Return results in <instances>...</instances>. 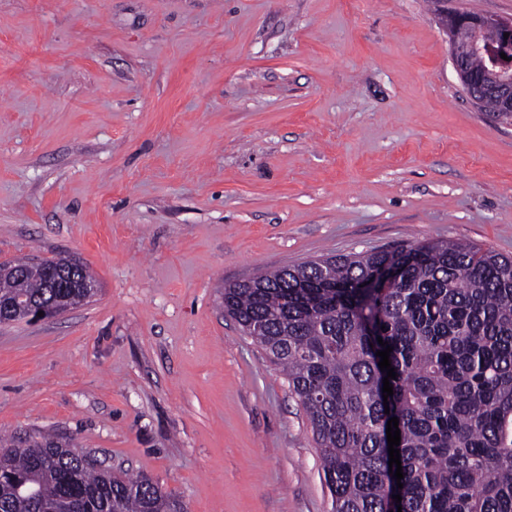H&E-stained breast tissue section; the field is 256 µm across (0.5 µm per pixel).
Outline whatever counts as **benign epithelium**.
Returning a JSON list of instances; mask_svg holds the SVG:
<instances>
[{
  "label": "benign epithelium",
  "mask_w": 512,
  "mask_h": 512,
  "mask_svg": "<svg viewBox=\"0 0 512 512\" xmlns=\"http://www.w3.org/2000/svg\"><path fill=\"white\" fill-rule=\"evenodd\" d=\"M439 24L448 33L450 54L458 78L471 88V97L479 106L490 102L489 111L501 117L512 116V18L505 19L484 14H458L448 12V0H437ZM467 28L472 36L467 39L457 37V29ZM491 31L496 34V42L487 45L482 34ZM507 55L502 59L501 55ZM478 56L486 59V66L476 76L469 68L470 62ZM70 309L64 301L49 307L31 306L27 320L41 317L48 319ZM43 316H38V312Z\"/></svg>",
  "instance_id": "benign-epithelium-1"
}]
</instances>
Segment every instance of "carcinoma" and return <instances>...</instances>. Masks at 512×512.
Returning <instances> with one entry per match:
<instances>
[{
    "mask_svg": "<svg viewBox=\"0 0 512 512\" xmlns=\"http://www.w3.org/2000/svg\"><path fill=\"white\" fill-rule=\"evenodd\" d=\"M54 263L0 264V303L79 305ZM234 318L287 377L309 421L331 512H512V259L458 241L307 261L224 287ZM397 377L382 392L383 350ZM390 413H385V410ZM399 419L398 488L387 421ZM0 512H185L51 432L0 440Z\"/></svg>",
    "mask_w": 512,
    "mask_h": 512,
    "instance_id": "obj_1",
    "label": "carcinoma"
}]
</instances>
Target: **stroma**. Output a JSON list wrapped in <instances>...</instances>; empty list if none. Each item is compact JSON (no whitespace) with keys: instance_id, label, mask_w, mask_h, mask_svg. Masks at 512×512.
I'll list each match as a JSON object with an SVG mask.
<instances>
[{"instance_id":"obj_1","label":"stroma","mask_w":512,"mask_h":512,"mask_svg":"<svg viewBox=\"0 0 512 512\" xmlns=\"http://www.w3.org/2000/svg\"><path fill=\"white\" fill-rule=\"evenodd\" d=\"M435 0H0V263L98 292L0 324V436L51 431L187 512H330L224 286L456 240L512 258V123Z\"/></svg>"}]
</instances>
